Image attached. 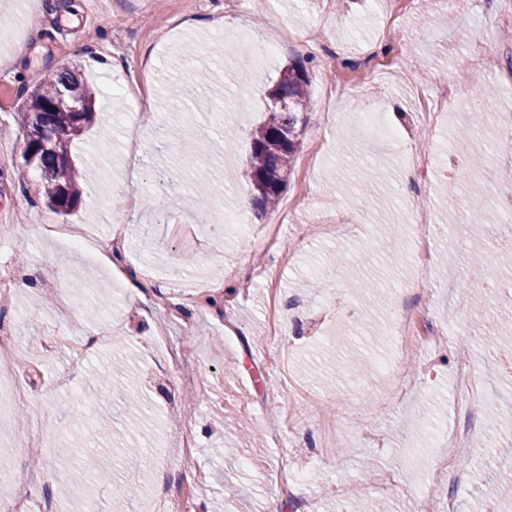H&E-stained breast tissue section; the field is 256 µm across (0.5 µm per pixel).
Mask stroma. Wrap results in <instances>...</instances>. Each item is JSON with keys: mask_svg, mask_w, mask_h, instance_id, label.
Listing matches in <instances>:
<instances>
[{"mask_svg": "<svg viewBox=\"0 0 512 512\" xmlns=\"http://www.w3.org/2000/svg\"><path fill=\"white\" fill-rule=\"evenodd\" d=\"M76 18L26 0H0V265L16 273L0 309V363L32 415L0 418V512H407L412 499L443 512H489L486 482L512 461V377L482 343L487 316L512 295L495 276L475 284L471 246L512 250V31L506 0H66ZM279 50L260 57L262 46ZM102 91L96 123L71 143L85 174L68 213L50 210L19 179L26 91L67 63ZM304 67L310 110L274 211L256 217L242 180L244 148L263 122L266 90ZM490 85L438 99L456 70ZM186 95L172 96L175 87ZM380 113L390 142L367 137ZM192 146L184 165L181 152ZM446 152L428 178L405 179L416 155ZM486 155L470 183L458 175ZM210 201L196 203L198 173ZM481 187L491 212L471 199ZM238 214L244 235L212 230V212ZM126 237L127 271L86 266L54 238L17 224H59L80 240ZM382 293L387 317L363 303ZM433 322L431 347L402 342L407 311ZM371 367L355 390L357 359ZM134 374V404L97 373L113 361ZM472 369L483 392L453 384ZM507 418L482 449L464 426ZM136 434L140 456L120 440ZM114 460L108 479L71 467L73 449ZM237 451L234 464L225 449ZM310 472L297 498L284 481Z\"/></svg>", "mask_w": 512, "mask_h": 512, "instance_id": "obj_1", "label": "stroma"}]
</instances>
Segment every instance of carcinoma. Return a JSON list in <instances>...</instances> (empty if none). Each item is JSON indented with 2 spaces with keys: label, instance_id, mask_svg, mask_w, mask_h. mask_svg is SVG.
<instances>
[{
  "label": "carcinoma",
  "instance_id": "carcinoma-1",
  "mask_svg": "<svg viewBox=\"0 0 512 512\" xmlns=\"http://www.w3.org/2000/svg\"><path fill=\"white\" fill-rule=\"evenodd\" d=\"M308 77L301 65H287L268 92L274 102L268 115L251 134L244 176L252 209L262 216L274 208L291 173L299 147L297 125L308 110ZM65 99L78 112H55ZM21 126L32 129L48 148L38 150L32 169L38 174L36 189L49 207L68 211L78 200L79 170L70 160L69 143L95 122L94 92L78 66L68 64L40 79L23 99ZM512 265V254L492 258L484 252L470 254L474 278L481 279L491 263Z\"/></svg>",
  "mask_w": 512,
  "mask_h": 512
}]
</instances>
